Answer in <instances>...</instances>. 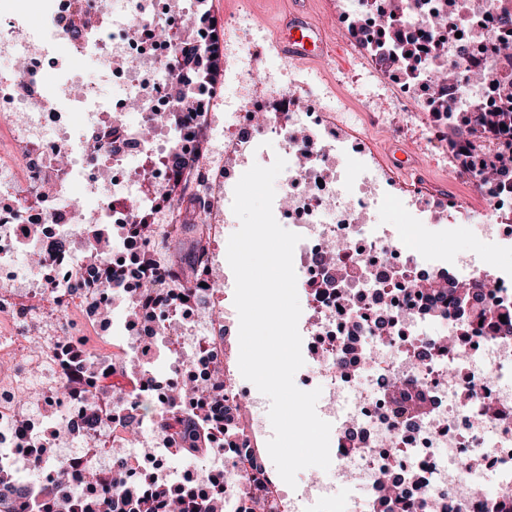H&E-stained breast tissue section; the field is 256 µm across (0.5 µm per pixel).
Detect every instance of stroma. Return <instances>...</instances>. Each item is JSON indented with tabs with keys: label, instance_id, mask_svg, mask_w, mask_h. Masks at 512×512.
<instances>
[{
	"label": "stroma",
	"instance_id": "stroma-1",
	"mask_svg": "<svg viewBox=\"0 0 512 512\" xmlns=\"http://www.w3.org/2000/svg\"><path fill=\"white\" fill-rule=\"evenodd\" d=\"M290 6L291 0H207V9L221 24L226 60L223 95L211 106L210 162L223 158L224 130L234 122L240 102L252 96L255 84L271 90L308 87L378 167L389 169L390 138L396 134L418 153L417 180L430 186L440 202L452 196L473 197V186L449 172L447 156L412 124L410 113L398 110L390 94L393 75L373 74L366 57L347 47L336 25L326 28L327 53L315 62L287 61L275 52L273 38ZM376 218L381 224L419 221V246L436 257L449 260L471 254L489 266L512 270V246L477 237L473 231L474 225L488 223L484 210H472L467 220L453 224L433 222L428 212L395 194Z\"/></svg>",
	"mask_w": 512,
	"mask_h": 512
}]
</instances>
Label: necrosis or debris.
<instances>
[{"label": "necrosis or debris", "instance_id": "1", "mask_svg": "<svg viewBox=\"0 0 512 512\" xmlns=\"http://www.w3.org/2000/svg\"><path fill=\"white\" fill-rule=\"evenodd\" d=\"M21 0H0V124L13 136L11 157L0 159V456L14 471L38 472L55 498L73 503L87 468L102 477L96 495L102 512H120L128 497H145L168 482V465L193 461L192 486L207 506L249 512L263 498L266 512H301L335 500L340 512H377L388 506L382 488L393 475L405 512H504L512 500V332L478 327L448 296L407 288L403 275L457 278L467 258L431 262L396 224L376 221L390 195L392 176L361 159L362 176L350 184L343 163L360 146L335 124L314 91L258 88L224 134V161L206 156L210 114L201 99L180 104L172 95L170 59L187 61L205 42L188 34L186 0H48V26L27 24ZM414 36L421 65L403 73L395 98L420 111L429 139L468 174L475 154L506 150L511 138L494 130L473 141L467 127L449 129L438 110L474 118L512 98V57L493 53L512 34V0H336V24L373 66L395 52L374 38L380 21ZM96 57L123 90L101 111L95 86L74 75L47 83L62 56ZM469 74L442 85L436 68ZM152 118L155 136L142 139L128 119L130 101ZM102 145L85 151L86 134ZM199 162L190 179L217 200L235 179L240 161L275 141L287 162V205L276 220L292 224L301 240L293 264L308 292L303 334L309 364L297 374L307 391L320 389V412L336 429L334 476L284 489L257 441L264 425L257 400L232 360L230 317L216 318L223 292L200 284L180 288L177 263L154 239L136 234L141 207H157V221L175 224L184 205L169 191L175 169L172 138ZM67 157L57 170L58 157ZM53 181L58 190L46 194ZM82 182L98 203L100 224L127 230L118 258L90 266L75 242L91 217L56 202ZM491 215L486 237L512 238V178L481 187ZM44 261L31 271L28 257ZM155 288L118 331L123 289L144 279ZM485 308L512 320V272L474 270ZM79 311L78 321L68 318ZM119 337L111 353L87 358L79 346L87 331ZM209 387L224 381L221 403H206L209 429L190 438L181 428L160 432L146 420V398L165 401L186 375ZM138 443L121 448L127 429ZM123 472L121 493L112 475Z\"/></svg>", "mask_w": 512, "mask_h": 512}]
</instances>
